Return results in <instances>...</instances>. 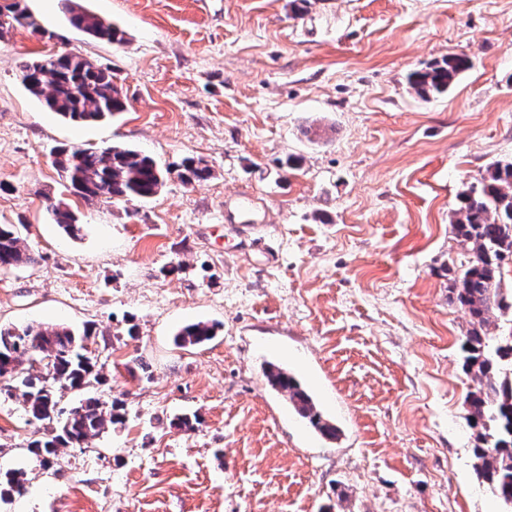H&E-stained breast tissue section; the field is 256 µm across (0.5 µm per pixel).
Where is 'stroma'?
Returning a JSON list of instances; mask_svg holds the SVG:
<instances>
[{
  "label": "stroma",
  "mask_w": 512,
  "mask_h": 512,
  "mask_svg": "<svg viewBox=\"0 0 512 512\" xmlns=\"http://www.w3.org/2000/svg\"><path fill=\"white\" fill-rule=\"evenodd\" d=\"M82 4L124 43L71 27L61 0L26 5L64 43L0 38V224L39 256L0 272V324L96 331L100 380L59 405L92 396L125 420L44 467L39 423L1 394L0 471L23 489L0 512H499L474 470L470 322L448 288L470 256L459 196L512 157V0ZM62 48L111 67L126 110L76 124L31 95L20 62ZM450 54L470 68L421 99L408 75ZM112 144L212 176L126 204L66 191L53 150ZM240 193L253 213L225 223ZM199 321L216 336L177 346ZM272 364L336 438L269 386ZM54 215L56 224L69 235H77L80 231V224L74 211L62 202L52 203L48 206Z\"/></svg>",
  "instance_id": "obj_1"
}]
</instances>
